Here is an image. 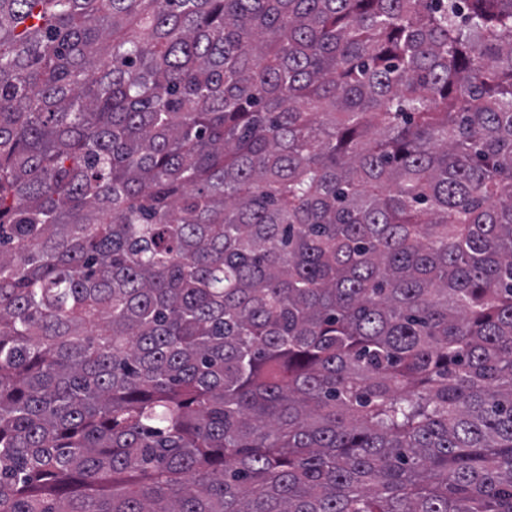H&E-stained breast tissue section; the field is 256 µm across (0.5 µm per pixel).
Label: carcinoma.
Wrapping results in <instances>:
<instances>
[{
  "instance_id": "1",
  "label": "carcinoma",
  "mask_w": 512,
  "mask_h": 512,
  "mask_svg": "<svg viewBox=\"0 0 512 512\" xmlns=\"http://www.w3.org/2000/svg\"><path fill=\"white\" fill-rule=\"evenodd\" d=\"M0 512H512V0H0Z\"/></svg>"
}]
</instances>
